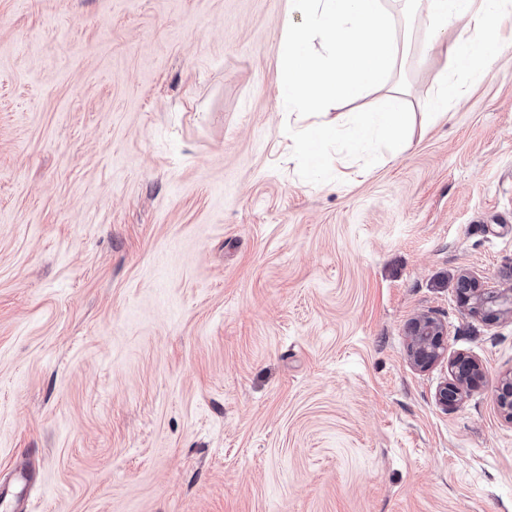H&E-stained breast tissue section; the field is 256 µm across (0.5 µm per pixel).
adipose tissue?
Listing matches in <instances>:
<instances>
[{"instance_id": "adipose-tissue-1", "label": "adipose tissue", "mask_w": 512, "mask_h": 512, "mask_svg": "<svg viewBox=\"0 0 512 512\" xmlns=\"http://www.w3.org/2000/svg\"><path fill=\"white\" fill-rule=\"evenodd\" d=\"M420 17L432 27V45L450 56L456 69L465 70L487 58L498 43L497 26L502 14L512 9V0H411ZM466 19L467 30L455 39L446 31L453 21Z\"/></svg>"}]
</instances>
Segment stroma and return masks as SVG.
<instances>
[{"label":"stroma","mask_w":512,"mask_h":512,"mask_svg":"<svg viewBox=\"0 0 512 512\" xmlns=\"http://www.w3.org/2000/svg\"><path fill=\"white\" fill-rule=\"evenodd\" d=\"M385 8L405 143L348 137L372 89L315 159L278 88L288 0H0V479L33 466L26 512H512V317L456 293L512 288V12L459 70ZM460 354L483 379L446 409ZM435 82L438 87L437 96L433 101V106L436 109L442 110L448 107V100L460 95L458 86L448 79L447 69H442L437 73ZM458 285L465 304L473 313L482 315L488 321L512 316V289L480 288L468 275H463ZM446 332L441 322L430 315L416 318L411 328L409 356L414 366L427 369L447 355ZM495 397L500 412L512 423V371L498 380Z\"/></svg>","instance_id":"stroma-1"}]
</instances>
